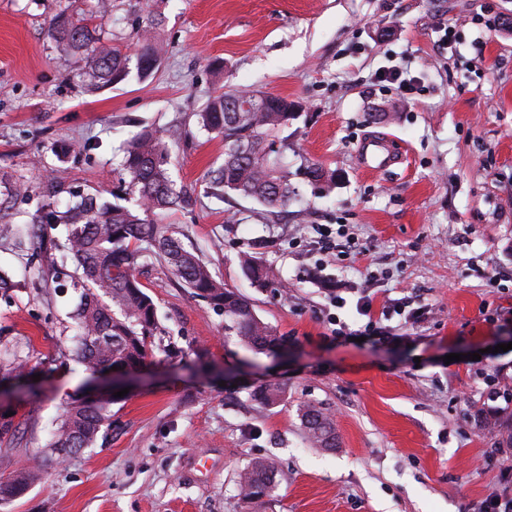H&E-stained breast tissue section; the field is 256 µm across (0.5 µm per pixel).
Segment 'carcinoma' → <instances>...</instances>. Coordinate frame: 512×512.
I'll use <instances>...</instances> for the list:
<instances>
[{
    "mask_svg": "<svg viewBox=\"0 0 512 512\" xmlns=\"http://www.w3.org/2000/svg\"><path fill=\"white\" fill-rule=\"evenodd\" d=\"M111 12L112 0H98L95 14L76 16L64 6L48 26L58 47L84 62V75L94 90L131 78L143 81L161 58L164 16L158 0L146 2L136 31L139 52L133 59L110 44L102 21ZM295 108V102L286 97L259 96L253 90L236 89L209 97L197 113V122L224 141L223 162L207 173L217 194L233 193L272 212L288 208L298 196L292 182L295 173L283 158L288 144L282 142L278 148L275 144L296 116ZM182 138L181 129L174 126L163 133L144 129L124 143L119 148L118 185L112 189V202L99 193H73L61 209L59 197L69 192L64 171L53 169L34 185L0 170V183L12 186L10 195L0 198V238L27 234L39 249L60 252L74 265L72 278L81 288L72 312L78 328L74 351L87 370L131 368L149 355L150 338L157 329L156 307L135 275L149 256L164 263L191 294L223 312L228 335L258 351H273L281 344L275 330L257 317L251 299L218 281L196 249L187 247L179 232L163 223L168 212L192 204V192L177 185L169 174L172 148ZM299 170L309 183L324 189L336 184V173L319 163L307 160ZM34 190L44 199L42 211L34 215L29 227L21 229L11 220L12 200ZM58 224L67 231L63 243L48 232V226ZM240 268L256 288H265L275 279L272 267L253 257L244 258ZM112 401L114 394L100 393L71 402L56 423L39 465L0 478V506L22 498L31 485L41 481L47 464L60 461L57 449L69 448L75 454L93 446L109 424ZM301 419L315 447H336L334 422L324 408L308 404ZM274 471L271 459L245 466L239 473L243 497L258 502L268 496L275 488Z\"/></svg>",
    "mask_w": 512,
    "mask_h": 512,
    "instance_id": "carcinoma-1",
    "label": "carcinoma"
}]
</instances>
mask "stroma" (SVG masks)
<instances>
[{
	"label": "stroma",
	"mask_w": 512,
	"mask_h": 512,
	"mask_svg": "<svg viewBox=\"0 0 512 512\" xmlns=\"http://www.w3.org/2000/svg\"><path fill=\"white\" fill-rule=\"evenodd\" d=\"M145 0H112L114 45L132 50ZM60 0H0V169L37 181L68 171L73 190L111 188L116 149L142 126L181 125L171 173L195 203L166 223L199 250L217 279L252 299L283 340L255 352L224 333V315L182 288L160 262L139 271L158 312L153 351L112 403L96 445L49 467L0 512H482L512 488V0H164L162 62L145 82L101 90L82 61L47 36ZM408 68L411 94L378 82ZM253 89L298 106L285 159L335 171L323 193L300 182L285 213L210 193L207 170L224 143L196 114L212 95ZM384 133L405 155L363 171L362 137ZM342 227L356 249L324 251L315 225ZM33 242L0 239V355L31 375L0 381L15 436L0 441V475L31 466L50 423L86 393L73 358L68 276L28 261ZM251 255L276 268L267 288L240 272ZM348 304L332 310L330 292ZM391 311L396 344L334 338L355 307ZM420 309L401 316L403 307ZM480 360H471V353ZM458 361L444 363L445 355ZM282 387L271 406L259 386ZM332 414L336 445L313 447L299 409ZM208 463L194 468V459ZM274 460L276 489L242 499L238 474Z\"/></svg>",
	"instance_id": "35a3bbf8"
}]
</instances>
